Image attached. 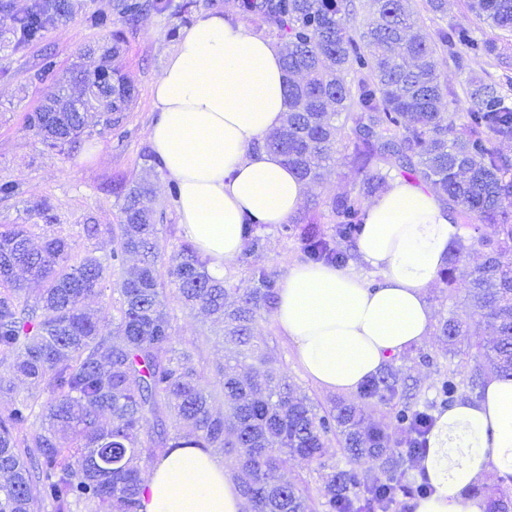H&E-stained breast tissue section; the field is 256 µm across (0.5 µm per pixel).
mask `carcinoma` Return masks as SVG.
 I'll list each match as a JSON object with an SVG mask.
<instances>
[{
  "instance_id": "obj_1",
  "label": "carcinoma",
  "mask_w": 512,
  "mask_h": 512,
  "mask_svg": "<svg viewBox=\"0 0 512 512\" xmlns=\"http://www.w3.org/2000/svg\"><path fill=\"white\" fill-rule=\"evenodd\" d=\"M239 10L257 31L280 45L287 80L288 112L282 127L257 142L282 157L309 184L320 179L332 159L336 135L346 138L344 160L361 176L356 192L329 203L334 233L314 226L300 239L310 264L348 259L337 244L358 238L366 197L378 193L396 175L440 194L448 209L472 224L478 237L460 241L448 253L443 278L463 254L478 244L483 263L464 285L475 310L471 321L486 319L496 329L490 343L476 349L497 376L512 377V162L495 147L512 140V101L491 85L474 89L472 103L452 112L453 95L434 68L442 47L457 68L471 57L492 55L494 38H479L472 28L455 24L438 41L415 29L408 0H370L375 25L359 29L356 0H238ZM188 12L172 0H113L112 11L133 26L142 13ZM467 9L490 30L512 32V0H468ZM70 13L69 0H38L12 26L0 25V47L17 35L14 47L39 40L47 25ZM122 37L97 44L99 67L93 72L73 65L57 79L44 105L27 116L29 128L49 149L74 148L87 128L88 111L109 129L123 123L135 99L132 80L115 60ZM341 124H336V120ZM151 193L147 180L121 189L117 227L87 224L95 238L112 234L113 248L103 260L91 253L71 262L72 241L51 234L32 245L26 224L0 226V389L9 375L30 380L31 389L0 417V512H140V462L156 448H220L244 498L246 512H309V486L297 476L271 474L290 457L323 454L329 436L339 434L353 464L367 466L363 476L333 470L318 494L329 512H357L356 488L393 495L406 459L391 458L385 426H366L363 411L339 403L323 413L295 393L288 378L273 367V357L254 330L262 314L275 309L278 275L263 266L250 272V287L230 304L229 281L212 275L188 243L173 251L167 270L158 265L160 246L156 212L142 206ZM265 225L245 222L246 253L265 247ZM139 257L134 264L127 257ZM118 269L112 280V269ZM24 270L39 285L34 300L15 278ZM116 285L112 331L93 317L85 300L105 295ZM191 310L199 307L224 323L229 346L220 385L203 380L191 355L173 345L167 287ZM452 342L469 335L452 317L440 324ZM401 424L404 442L414 429L432 421L435 403H413L411 388L400 382L391 364L361 385ZM227 405L224 415L212 411ZM109 415L104 425L100 416ZM39 488L40 499L31 496Z\"/></svg>"
}]
</instances>
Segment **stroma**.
Segmentation results:
<instances>
[{"instance_id":"obj_1","label":"stroma","mask_w":512,"mask_h":512,"mask_svg":"<svg viewBox=\"0 0 512 512\" xmlns=\"http://www.w3.org/2000/svg\"><path fill=\"white\" fill-rule=\"evenodd\" d=\"M466 2L447 0L446 11L437 15L428 11L426 0H410V5L418 26L430 35H437L441 28L455 23L468 24L476 35H483L487 31L485 24L467 11ZM111 11L112 0H71L67 19L49 25L40 40L16 50H0V182L10 181L18 187L16 195L0 198V224L32 225L39 238L52 231L62 233L72 240L74 256L90 251L102 257L112 250L111 236L87 238L84 225L117 224L119 201L112 191L113 186L147 176L152 180L153 192L145 198L144 204L164 212L157 221V229L161 257L166 260L185 238L178 225L176 204L169 197L170 179L164 167H150L143 156L151 151L148 132L157 117L152 88L175 45L169 30L177 25V18L151 12L142 16L135 27L124 29L125 52L120 66L135 84L136 100L120 128L105 130L91 126L89 136L84 137L77 148L61 153L45 148L35 131L26 125L27 113L39 108L52 87L51 80L41 82L35 77L44 60L53 61V78L61 77L86 46L105 35L103 29L91 26L90 16ZM497 43L498 57L473 58L461 69L449 64L443 55H436L437 68L456 99L468 101L471 82L480 80L512 96V33L498 32ZM334 150L336 164L324 172L318 183L312 184L301 207L302 213L328 234L334 230L328 201L337 194L358 188L360 182L356 170L343 159V142H336ZM42 201L53 208V227L35 224L33 216L27 212L29 206ZM265 233L267 243L263 250L238 255L226 264L224 276L232 287H249L253 267L265 266L283 276L289 267L301 262L297 238H282L272 226L266 227ZM483 258L480 248H472L459 262L454 284L440 280L428 290L425 300L435 322L451 316L463 318L470 313V301L463 286ZM169 312L175 346L192 351L197 370L209 381H216L217 369L224 364L220 331H213L209 340H199L200 329L208 322L203 312L184 309L174 300L169 303ZM257 334L275 357L276 368L318 409H331L345 397L322 389L305 374L293 343L278 330L270 315L259 319ZM467 343L464 336L447 341L435 329L408 357L396 358V366L416 380L420 402L436 399L443 377L452 368L459 371L458 395L474 397L479 394V387L469 380L476 362L467 352ZM345 398L363 404L366 424H385L388 451L400 454L403 448L400 428L389 410L376 400L361 399L356 392ZM335 466L346 469L350 463L337 438L333 437L322 458L295 459L290 461L287 471L315 487L324 482Z\"/></svg>"}]
</instances>
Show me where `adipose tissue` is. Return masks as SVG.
I'll return each instance as SVG.
<instances>
[{
    "mask_svg": "<svg viewBox=\"0 0 512 512\" xmlns=\"http://www.w3.org/2000/svg\"><path fill=\"white\" fill-rule=\"evenodd\" d=\"M158 116L149 141L178 184L179 227L209 271L243 249L244 217L287 223L308 191L295 171L253 145L280 128L288 110L278 48L219 12L182 29L152 89ZM461 234L432 189L393 180L366 207L356 252L371 282L352 269L293 265L273 321L295 344L320 387L350 392L431 330L424 299ZM423 461L433 488L414 512H486L470 496L486 473L512 478V378H489L480 398H458L435 415ZM144 512H241L243 498L222 459L171 448L149 468Z\"/></svg>",
    "mask_w": 512,
    "mask_h": 512,
    "instance_id": "adipose-tissue-1",
    "label": "adipose tissue"
}]
</instances>
